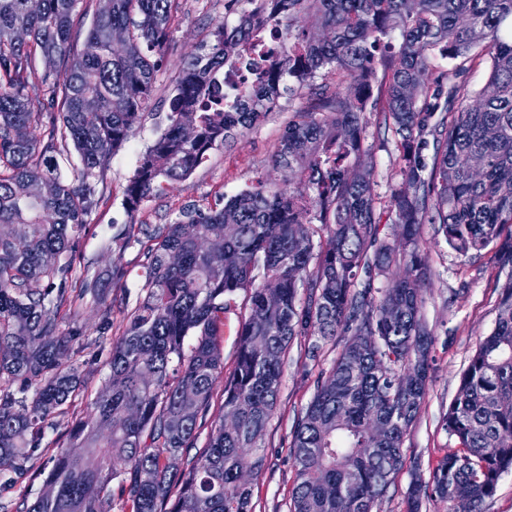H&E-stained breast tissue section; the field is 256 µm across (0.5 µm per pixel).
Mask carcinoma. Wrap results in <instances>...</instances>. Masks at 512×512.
<instances>
[{"mask_svg": "<svg viewBox=\"0 0 512 512\" xmlns=\"http://www.w3.org/2000/svg\"><path fill=\"white\" fill-rule=\"evenodd\" d=\"M82 2L39 0L32 9L29 0H0V226L8 227L0 236V468L18 478L83 391L79 310L96 309L101 330L111 324L97 282L72 278L75 244L96 204L95 181L150 106L178 10V0H111L76 51ZM229 2L240 6L239 20L216 25L181 68L166 127L126 186V209L187 179L282 98L300 105L272 166L298 176L300 188L259 180L226 201L185 208L153 237L145 296L112 344L89 417L70 430V449L48 460L54 493L23 512H112L116 495L131 512H253L242 473L265 465L258 450L282 360L302 336L347 341L295 426L290 512H372L402 468L404 436L427 391L421 224L439 225L461 253L497 243L507 271L495 328L443 418L458 451L438 461L432 483L414 478L407 495L408 512L432 497L448 512L457 502L483 512L512 470V0ZM19 28L27 41L16 40ZM395 31L398 47L388 51ZM477 47L490 69L473 94L461 74L480 63ZM433 51L457 61L454 73L430 65ZM248 53L264 58L251 87L224 94V70ZM326 68L336 85L314 83ZM51 77L50 96L29 94ZM366 112L380 115L404 161L383 202L371 193L374 160L362 146ZM58 155L75 162V180L61 175ZM385 214L403 226L397 246L379 240ZM401 265L391 287L375 286L376 275ZM239 290L250 306L223 405L238 421L226 428L219 417L204 451L189 457L224 369V310ZM182 455L177 468L171 458Z\"/></svg>", "mask_w": 512, "mask_h": 512, "instance_id": "obj_1", "label": "carcinoma"}]
</instances>
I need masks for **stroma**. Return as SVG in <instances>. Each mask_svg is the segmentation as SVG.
Masks as SVG:
<instances>
[{
    "mask_svg": "<svg viewBox=\"0 0 512 512\" xmlns=\"http://www.w3.org/2000/svg\"><path fill=\"white\" fill-rule=\"evenodd\" d=\"M236 21L237 14L227 0H179L167 57L156 74L151 112L112 155L96 185L98 204L88 215L86 230L77 244L73 275L100 281L107 298L114 301L112 328L99 333L97 312L89 307L83 309L80 321L92 345L81 357L85 390L70 408L69 422L84 417L88 402L100 391L108 373L112 341L121 335L127 312L144 295L142 272L148 234L173 223L185 204L207 205L231 197L271 170L280 137L293 117L294 106L284 99L264 121L211 150L207 161L188 179L167 183L163 191L146 198L135 214H128L124 206V190L140 155L165 128L163 116L181 64L200 53L217 23L232 25ZM365 119L362 145L374 155L372 192L382 201L398 183L403 162L391 138L379 129L375 113H366ZM121 232L129 233L130 238L119 249L113 245L112 238ZM419 235L430 267L429 282L423 293V315L432 332L428 389L420 412L404 438L403 467L373 512H407V492L413 476L430 481L438 460L455 452L456 442L445 430L443 417L456 396L461 374L478 342L495 327L500 285L504 280L493 248L457 252L448 246L434 224L421 225ZM248 308L249 294L240 290L224 313V369L215 380L211 408L200 422L198 447H205L211 424L222 413L224 383L236 364L239 334ZM311 344V338L296 339L284 357L277 405L261 448L266 466L249 478L254 512H289L295 481L291 456L293 430L316 392L321 372L330 369L344 339L339 336L321 342L314 355L308 352ZM67 446L65 430L47 432L24 479L13 483L0 477V503L18 505L24 499L35 498L45 485L43 460Z\"/></svg>",
    "mask_w": 512,
    "mask_h": 512,
    "instance_id": "obj_1",
    "label": "stroma"
}]
</instances>
